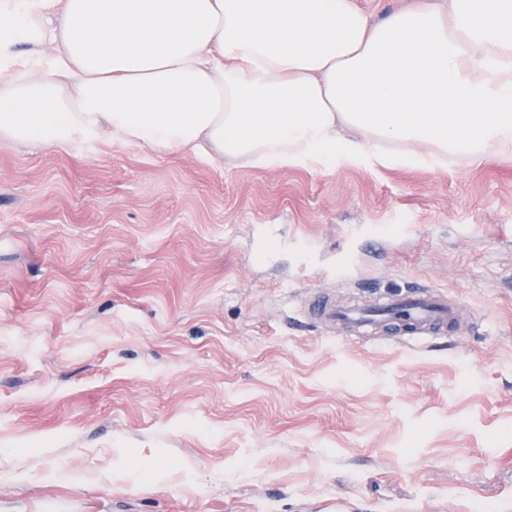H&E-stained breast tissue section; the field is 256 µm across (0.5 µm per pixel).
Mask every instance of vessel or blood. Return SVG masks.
<instances>
[{
  "label": "vessel or blood",
  "mask_w": 512,
  "mask_h": 512,
  "mask_svg": "<svg viewBox=\"0 0 512 512\" xmlns=\"http://www.w3.org/2000/svg\"><path fill=\"white\" fill-rule=\"evenodd\" d=\"M312 313L334 329H347L366 336L376 334L381 324L391 319L403 342L421 343L453 323L455 306L445 294L422 287L386 297L376 304L336 305L319 297Z\"/></svg>",
  "instance_id": "vessel-or-blood-1"
}]
</instances>
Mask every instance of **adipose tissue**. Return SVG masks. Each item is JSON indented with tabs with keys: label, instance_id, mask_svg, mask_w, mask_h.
<instances>
[{
	"label": "adipose tissue",
	"instance_id": "ef3b65f1",
	"mask_svg": "<svg viewBox=\"0 0 512 512\" xmlns=\"http://www.w3.org/2000/svg\"><path fill=\"white\" fill-rule=\"evenodd\" d=\"M108 135L264 167L511 159L512 0L376 24L353 0H0V140Z\"/></svg>",
	"mask_w": 512,
	"mask_h": 512
}]
</instances>
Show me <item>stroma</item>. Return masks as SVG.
Instances as JSON below:
<instances>
[{
	"label": "stroma",
	"mask_w": 512,
	"mask_h": 512,
	"mask_svg": "<svg viewBox=\"0 0 512 512\" xmlns=\"http://www.w3.org/2000/svg\"><path fill=\"white\" fill-rule=\"evenodd\" d=\"M416 285L453 301L457 335L408 348L308 310ZM479 501L512 512V160L0 141V512Z\"/></svg>",
	"instance_id": "35a3bbf8"
}]
</instances>
